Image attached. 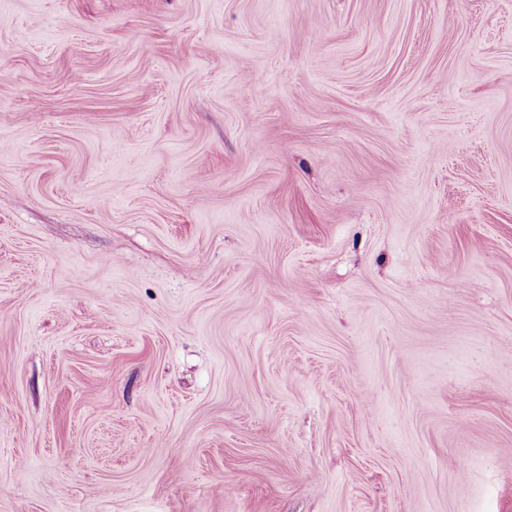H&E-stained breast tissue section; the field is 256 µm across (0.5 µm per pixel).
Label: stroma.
I'll use <instances>...</instances> for the list:
<instances>
[{
    "label": "stroma",
    "mask_w": 512,
    "mask_h": 512,
    "mask_svg": "<svg viewBox=\"0 0 512 512\" xmlns=\"http://www.w3.org/2000/svg\"><path fill=\"white\" fill-rule=\"evenodd\" d=\"M0 512H512V0H0Z\"/></svg>",
    "instance_id": "obj_1"
}]
</instances>
